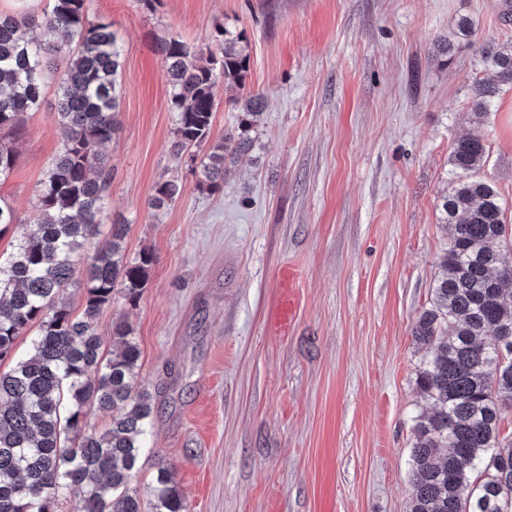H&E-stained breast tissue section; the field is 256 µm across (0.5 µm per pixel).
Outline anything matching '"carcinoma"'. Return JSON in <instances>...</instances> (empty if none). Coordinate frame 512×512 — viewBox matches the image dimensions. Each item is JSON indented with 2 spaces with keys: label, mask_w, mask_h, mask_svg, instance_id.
<instances>
[{
  "label": "carcinoma",
  "mask_w": 512,
  "mask_h": 512,
  "mask_svg": "<svg viewBox=\"0 0 512 512\" xmlns=\"http://www.w3.org/2000/svg\"><path fill=\"white\" fill-rule=\"evenodd\" d=\"M212 39L221 54L171 37L160 43L176 112L171 153L192 163L197 186L214 194L263 106L245 92V37L225 27ZM68 59L54 103L62 131L58 155L45 174L34 226L15 251L0 258V512H55L62 497L76 512H187L186 499L161 466L144 497L133 481L142 437L153 417V396L138 386L141 351L132 326L112 323V351L103 349L96 322L118 297L139 299L154 262L151 252L125 260L127 225L84 261L82 310L62 296L73 282L75 256L98 235L112 166L102 147L118 130L122 47L112 23L88 18L86 0H53L41 17L0 14V182L16 163L14 140L25 117L43 102L44 71L63 47ZM482 62L512 86V45L482 49ZM243 95L241 133L212 141L218 79ZM496 87L480 84L471 118L490 112ZM207 146L203 155L190 153ZM477 136L458 139L452 165L458 181L443 198L448 248L439 262L430 309L412 329L426 350L416 378L432 411L413 427L408 512H512V443L500 440L502 412L512 408V264L504 260L506 225L494 186L474 174L485 162ZM183 193L169 179L149 205L160 210ZM21 223L0 199V235ZM32 353L15 357V340L31 326ZM111 413L101 432L89 429L90 410Z\"/></svg>",
  "instance_id": "1"
}]
</instances>
